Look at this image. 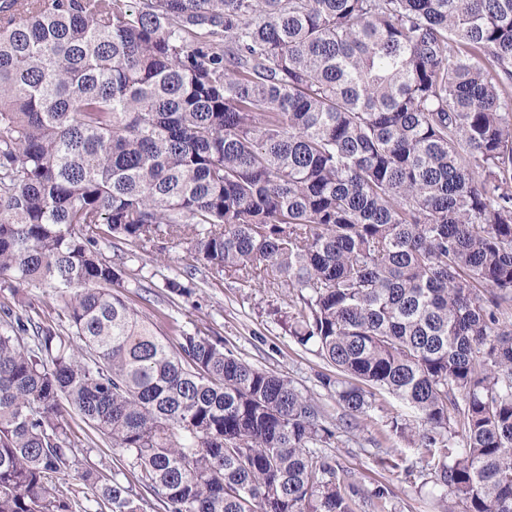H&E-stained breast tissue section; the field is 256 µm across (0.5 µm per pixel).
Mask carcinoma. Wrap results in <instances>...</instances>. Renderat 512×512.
Here are the masks:
<instances>
[{"label": "carcinoma", "instance_id": "carcinoma-1", "mask_svg": "<svg viewBox=\"0 0 512 512\" xmlns=\"http://www.w3.org/2000/svg\"><path fill=\"white\" fill-rule=\"evenodd\" d=\"M105 237L296 290L345 414L395 397L442 512H512V0H0V283L58 305L0 307V512H142L70 412L166 512H352L322 408L171 347ZM9 305L15 314L34 318L38 321H50L56 317V304L51 296L39 289H27L22 294L13 295L11 288H1L0 306ZM99 447L81 448L78 456L82 463L91 465L99 470L118 473V478L126 485H131L134 490L141 492L147 499L148 504L144 507L145 512H165L163 504L153 498L139 487V471L133 469L128 455L120 450H114L111 447L97 442ZM87 452V453H86Z\"/></svg>", "mask_w": 512, "mask_h": 512}]
</instances>
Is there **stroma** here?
Listing matches in <instances>:
<instances>
[{
    "instance_id": "obj_1",
    "label": "stroma",
    "mask_w": 512,
    "mask_h": 512,
    "mask_svg": "<svg viewBox=\"0 0 512 512\" xmlns=\"http://www.w3.org/2000/svg\"><path fill=\"white\" fill-rule=\"evenodd\" d=\"M125 275L118 289L128 304L146 316L170 345H177L180 331L201 330L221 337L233 354L259 368L290 379L304 394L321 405L329 423L337 424L336 440L329 450L337 472L358 491L350 500L352 512H377L370 494L388 490L384 512H439L440 488L424 473L421 449L412 447L390 430L391 416L402 412L395 398L378 397L366 416L340 425L343 414L335 396L319 383L327 364L314 349L296 343L284 320L297 301L296 292L285 288H245L225 274L197 264L189 294L177 296L165 287L168 279L183 271V253L154 245L121 247ZM38 321L55 316L56 305L39 289L13 294L0 287V306ZM83 463L117 473L127 485H137L139 472L128 455L106 445L80 453Z\"/></svg>"
}]
</instances>
